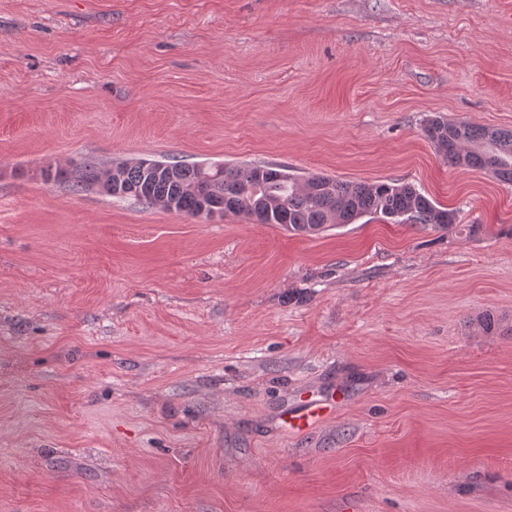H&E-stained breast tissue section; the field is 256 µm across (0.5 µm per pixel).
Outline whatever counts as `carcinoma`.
<instances>
[{
    "instance_id": "1",
    "label": "carcinoma",
    "mask_w": 512,
    "mask_h": 512,
    "mask_svg": "<svg viewBox=\"0 0 512 512\" xmlns=\"http://www.w3.org/2000/svg\"><path fill=\"white\" fill-rule=\"evenodd\" d=\"M424 133L449 165L481 169L500 182L512 183V130L432 116L424 121ZM154 164L172 169V174L139 164L126 167L125 182L133 189L128 197L149 205L155 199L173 200L176 212L188 217L197 207L196 191L210 174V203L224 208V214L300 234L314 235L333 224H352L368 215L390 224L434 228H448L456 221V212L440 207L411 183L342 181L322 174L300 179L283 168L265 165H225L222 172L210 173L198 164L160 160ZM48 180L64 181L78 192L97 189L108 193L92 160L72 169L59 167Z\"/></svg>"
}]
</instances>
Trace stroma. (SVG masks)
<instances>
[{
    "label": "stroma",
    "mask_w": 512,
    "mask_h": 512,
    "mask_svg": "<svg viewBox=\"0 0 512 512\" xmlns=\"http://www.w3.org/2000/svg\"><path fill=\"white\" fill-rule=\"evenodd\" d=\"M431 115L512 128V0H0V512H512V185ZM87 157L458 219L304 236L39 176ZM327 411L328 405L309 399L296 408H285L280 415L281 425L289 431L303 432L323 419Z\"/></svg>",
    "instance_id": "stroma-1"
}]
</instances>
